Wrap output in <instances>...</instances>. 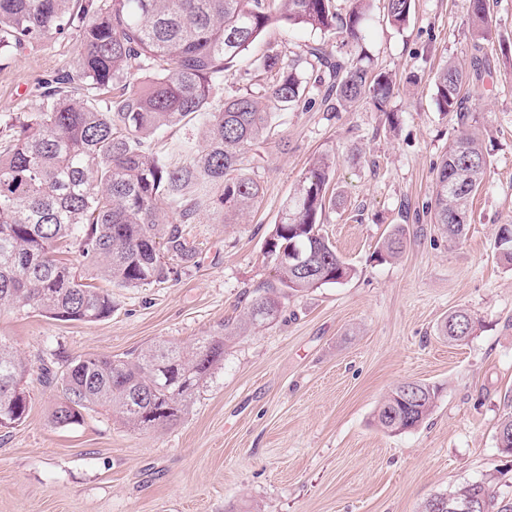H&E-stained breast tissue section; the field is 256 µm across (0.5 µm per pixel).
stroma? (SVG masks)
Listing matches in <instances>:
<instances>
[{"instance_id": "35a3bbf8", "label": "stroma", "mask_w": 512, "mask_h": 512, "mask_svg": "<svg viewBox=\"0 0 512 512\" xmlns=\"http://www.w3.org/2000/svg\"><path fill=\"white\" fill-rule=\"evenodd\" d=\"M500 50L486 51L469 0H415L409 23L389 25L375 0L365 46L396 77L397 128L365 102L345 112H275L253 175L263 186L247 223L188 227L198 264L148 288H110L111 316L63 322L0 310V336L29 361L31 400L23 422L0 432V512H419L431 496L500 471L512 497V457L496 446L512 413V267L495 249L512 222V0H488ZM310 33L272 27L227 72L218 97L241 88L254 56L275 44L295 56ZM75 42L49 40L13 54L0 69V136L31 111L38 82L72 70ZM490 77L464 90L490 150L465 239L452 244L430 220L433 168L455 135L439 112L435 79L445 60ZM337 160L331 187L342 199L323 232L357 274L287 296L280 317L234 337L224 366L196 390L174 426L132 431L88 412L59 427L56 387L35 371L62 372L87 353L124 357L169 341L191 345L236 322L248 301L274 285L264 240L309 162ZM409 229L397 260L374 256L391 225ZM457 308L479 326L448 343L438 327ZM440 386L418 428L389 434L374 422L398 383Z\"/></svg>"}]
</instances>
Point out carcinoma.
I'll return each instance as SVG.
<instances>
[{
	"label": "carcinoma",
	"instance_id": "carcinoma-1",
	"mask_svg": "<svg viewBox=\"0 0 512 512\" xmlns=\"http://www.w3.org/2000/svg\"><path fill=\"white\" fill-rule=\"evenodd\" d=\"M370 2L351 0L341 14L335 0H0V59L51 38L79 48L76 71L44 82L37 107L15 117L0 141V310L92 323L112 315V294L84 282V273L114 288H146L195 264L187 225L206 217L237 221L260 202L262 186L245 161L266 139L275 109L343 112L367 101L396 124L388 110L395 83L373 72L364 50ZM470 2L473 26L493 44L487 0ZM413 7L414 0H383L387 21L398 28ZM271 26L332 36L336 54L321 42L306 44L311 79L298 71L299 60L270 45L251 63L270 80L264 94L248 90L214 103L224 73ZM465 83L454 61L436 78L438 110L455 114L459 135L433 169L427 209L450 242L466 236L489 167L479 116L464 110ZM195 117L204 121L201 144L185 141L177 162L153 151L151 137ZM335 166L329 154L316 157L288 196L264 241L276 284L252 298L243 325L275 321L289 293L356 274L322 234V217L337 206L329 194ZM406 244V228L396 224L379 257L397 259ZM495 245L511 266L512 223L498 226ZM476 323L455 310L438 332L463 342ZM226 340L220 330L189 348L161 342L133 357L86 354L59 375L46 368L45 382L61 387L52 421L68 427L102 410L132 430L174 425L223 365ZM30 370L0 336V430L25 419ZM439 393L429 383H401L378 404L375 423L390 433L413 429ZM496 440L512 455V415L502 419ZM495 480L490 473L443 497L452 503L467 495L476 512H512V498L497 495Z\"/></svg>",
	"mask_w": 512,
	"mask_h": 512
}]
</instances>
